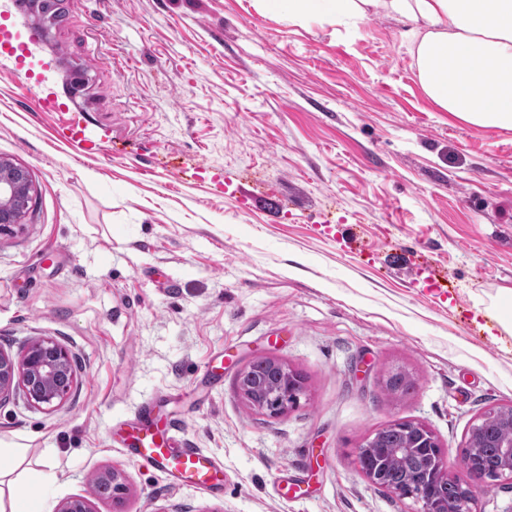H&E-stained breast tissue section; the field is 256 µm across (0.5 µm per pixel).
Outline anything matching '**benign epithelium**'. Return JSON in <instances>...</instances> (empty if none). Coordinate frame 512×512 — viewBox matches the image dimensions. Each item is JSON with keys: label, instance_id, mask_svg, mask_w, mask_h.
Here are the masks:
<instances>
[{"label": "benign epithelium", "instance_id": "benign-epithelium-1", "mask_svg": "<svg viewBox=\"0 0 512 512\" xmlns=\"http://www.w3.org/2000/svg\"><path fill=\"white\" fill-rule=\"evenodd\" d=\"M34 192L28 172L3 159L0 160V233L22 223ZM268 364L279 370L278 381L268 386L264 383L255 387L238 386V391L247 404L257 411L272 417H279L299 403L300 396L293 395V374L288 366L270 359ZM76 382L73 356L68 347L51 337H40L20 353L13 355L0 348V403L14 391L23 393L27 404L34 409L53 410L66 399ZM512 418V405L492 408L480 415L472 424L466 442L469 459L460 464V470L448 469L443 448L434 433L421 423L401 421L413 435L404 448L393 452L375 451L373 461H367L368 442H363L357 451V465L366 479L376 488L392 493L400 499H410L413 507L408 512H481V490L487 483L485 473L478 469L474 460L478 449L486 444L493 445V451L500 460L498 478L512 480V439L490 441L484 435L491 432V425L503 417ZM405 457L419 456L423 468L407 473L404 482L398 486L383 480L379 466L390 454ZM431 486L455 484L457 496H435L423 493L416 487L418 480ZM99 497L98 491L92 497L75 496L63 501L57 512H95L92 499Z\"/></svg>", "mask_w": 512, "mask_h": 512}]
</instances>
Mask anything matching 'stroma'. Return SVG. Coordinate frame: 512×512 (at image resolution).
Wrapping results in <instances>:
<instances>
[{"mask_svg":"<svg viewBox=\"0 0 512 512\" xmlns=\"http://www.w3.org/2000/svg\"><path fill=\"white\" fill-rule=\"evenodd\" d=\"M66 2L33 17L84 78L73 111L0 75V158L34 186L0 235V348L54 337L77 374L55 410L0 405V438L55 462L43 512L112 468L127 490L96 512H407L360 472L363 440L418 422L454 470L475 418L512 405V334L485 312L512 289V130L438 111L384 16L350 33L269 0H87L60 26ZM263 358L307 378L280 417L238 393ZM146 403L185 419L221 493L125 455Z\"/></svg>","mask_w":512,"mask_h":512,"instance_id":"1","label":"stroma"}]
</instances>
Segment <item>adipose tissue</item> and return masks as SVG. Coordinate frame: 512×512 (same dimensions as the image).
Wrapping results in <instances>:
<instances>
[{
	"mask_svg": "<svg viewBox=\"0 0 512 512\" xmlns=\"http://www.w3.org/2000/svg\"><path fill=\"white\" fill-rule=\"evenodd\" d=\"M377 14L399 22L426 96L443 112L487 129H512V0H288V19L329 17L354 28ZM0 443V512H30L32 472Z\"/></svg>",
	"mask_w": 512,
	"mask_h": 512,
	"instance_id": "ef3b65f1",
	"label": "adipose tissue"
}]
</instances>
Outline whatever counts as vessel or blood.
Returning a JSON list of instances; mask_svg holds the SVG:
<instances>
[{
    "label": "vessel or blood",
    "instance_id": "b4317fda",
    "mask_svg": "<svg viewBox=\"0 0 512 512\" xmlns=\"http://www.w3.org/2000/svg\"><path fill=\"white\" fill-rule=\"evenodd\" d=\"M27 8L20 0H0V65H7L18 88L31 91L41 87L36 98L40 112H68L73 95H60L48 84V68L37 57L46 39L43 27L29 22ZM181 429L179 420L158 423L152 408H145L137 424L121 436L124 451L140 464L163 472L177 485H190L203 492H219L224 472L201 449L175 445Z\"/></svg>",
    "mask_w": 512,
    "mask_h": 512
}]
</instances>
